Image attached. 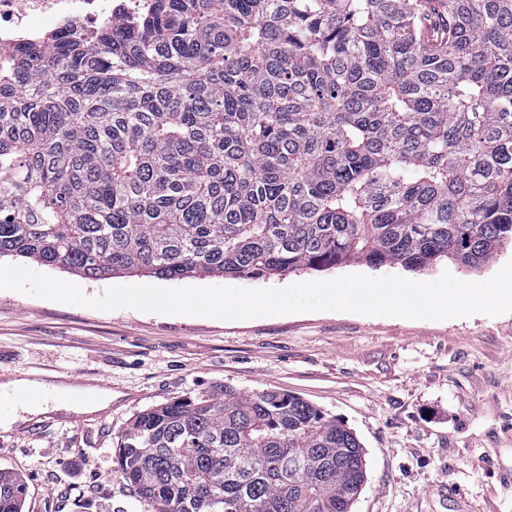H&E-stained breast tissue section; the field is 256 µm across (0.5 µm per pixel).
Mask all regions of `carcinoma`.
Returning a JSON list of instances; mask_svg holds the SVG:
<instances>
[{
  "instance_id": "carcinoma-1",
  "label": "carcinoma",
  "mask_w": 512,
  "mask_h": 512,
  "mask_svg": "<svg viewBox=\"0 0 512 512\" xmlns=\"http://www.w3.org/2000/svg\"><path fill=\"white\" fill-rule=\"evenodd\" d=\"M0 50V258L85 279L478 269L512 242V0H154ZM152 512H351L363 447L277 390L137 413ZM26 490L0 472V512Z\"/></svg>"
}]
</instances>
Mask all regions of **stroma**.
I'll return each mask as SVG.
<instances>
[{
  "instance_id": "stroma-1",
  "label": "stroma",
  "mask_w": 512,
  "mask_h": 512,
  "mask_svg": "<svg viewBox=\"0 0 512 512\" xmlns=\"http://www.w3.org/2000/svg\"><path fill=\"white\" fill-rule=\"evenodd\" d=\"M512 260L504 246L472 272L442 262L422 274L348 263L261 280L194 274L172 287L281 288L349 274L443 272L468 282ZM90 296L157 285L145 274L99 280L23 259ZM83 387L104 383L112 404L94 414L0 425V471L20 475L25 512H148L113 461L136 413L188 393L230 386L300 395L351 428L367 483L353 512H512V312L447 320L305 312L248 320L99 311L0 290V383L22 375Z\"/></svg>"
}]
</instances>
